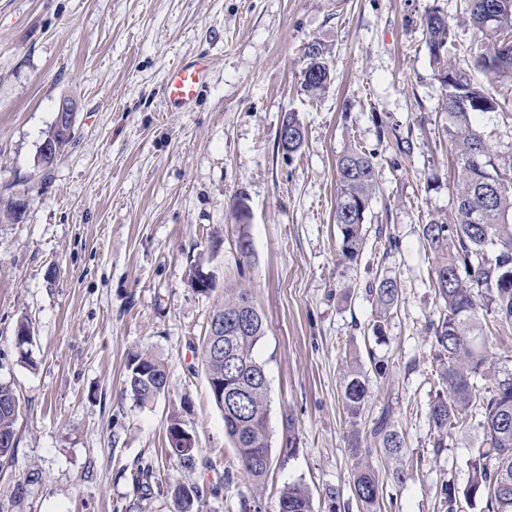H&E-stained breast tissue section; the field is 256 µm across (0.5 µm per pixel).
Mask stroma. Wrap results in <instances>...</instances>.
Masks as SVG:
<instances>
[{
	"label": "stroma",
	"mask_w": 512,
	"mask_h": 512,
	"mask_svg": "<svg viewBox=\"0 0 512 512\" xmlns=\"http://www.w3.org/2000/svg\"><path fill=\"white\" fill-rule=\"evenodd\" d=\"M431 10L447 16L456 59L468 61L465 0H0V196L28 202L21 219L0 220V380L21 407L15 451L0 458V512H175L179 483L206 488L201 512H241L246 496L278 512L294 481L315 512H327L331 488L357 512L341 386L351 354L368 375L362 422L391 405L408 449L407 479L385 483L381 512H440L442 484L465 485L475 431L438 455L428 444L438 388L429 324L440 307L419 229L453 205L442 89L420 28ZM312 41L331 52V85L316 99L298 79ZM198 54L211 67L194 110L165 111L166 70ZM65 98L72 138L43 173L38 147ZM291 111L306 138L287 156L276 130ZM354 144L375 153L380 190L366 247L349 263L334 221L336 161ZM197 265L214 291L191 286ZM383 277L401 299L380 344L365 288ZM238 280L267 322L255 356L270 385L272 465L258 488L226 477L235 450L201 362L223 284ZM24 317L25 362L14 342ZM144 350L167 363L169 387L140 407L125 375ZM174 411L196 436L195 469L166 453ZM142 462L159 479L148 499L131 480Z\"/></svg>",
	"instance_id": "1"
}]
</instances>
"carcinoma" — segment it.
<instances>
[{
    "label": "carcinoma",
    "mask_w": 512,
    "mask_h": 512,
    "mask_svg": "<svg viewBox=\"0 0 512 512\" xmlns=\"http://www.w3.org/2000/svg\"><path fill=\"white\" fill-rule=\"evenodd\" d=\"M466 14L475 32L471 48L473 66L451 61L448 19L439 11L420 19L430 62L442 87L441 113L454 168V203L448 221L433 219L420 225V236L434 255L433 286L440 313L431 322L433 359L439 389L428 403L431 447L439 452L452 436L468 428L481 434L470 449L468 478L464 488L448 483L441 488L445 512H459L461 502L485 504L486 512H512V360L496 356L490 339L512 332V153L494 154L484 136L473 127L476 113L497 112L502 102L491 91L497 84L512 85V52L503 42L512 40V0H467ZM303 62L318 69L311 77H299L309 97L322 95L331 81L329 50L319 41L306 44ZM484 76L475 78L474 72ZM288 152L299 151L305 129L294 112L286 113ZM501 178L502 186L486 192L472 163L474 154ZM379 189L376 156L361 147L347 148L336 162V224L340 227L341 253L352 262L367 242L365 215ZM22 200L12 195L0 200L3 214L20 219ZM374 304L373 333L384 336L391 311L398 306L401 289L397 280L382 278L368 285ZM224 317V336L212 335L215 317ZM265 335V320L251 291L238 283L224 285V300L215 307L202 338V364L207 375L224 382V398L211 394L224 412V434L237 455L242 477L260 485L270 466L269 396L264 365L254 357ZM224 343V353L216 351ZM168 365L149 352L138 353L127 363L126 391L140 406H147L165 392L162 381ZM491 379L488 386L477 380ZM368 396V379L358 362H350L343 374L342 400L352 423L348 448L353 476L350 490L359 512H380L384 480L401 484L406 471L395 466L381 478L372 464L381 452L400 461L407 452L394 412L386 405L371 423L359 427ZM19 398L13 386L0 381V458L13 453ZM153 467L145 464L135 477L137 490H151ZM201 490L197 486L174 488L176 512H199ZM279 512H313L311 494L301 482L285 486L279 496Z\"/></svg>",
    "instance_id": "carcinoma-1"
}]
</instances>
